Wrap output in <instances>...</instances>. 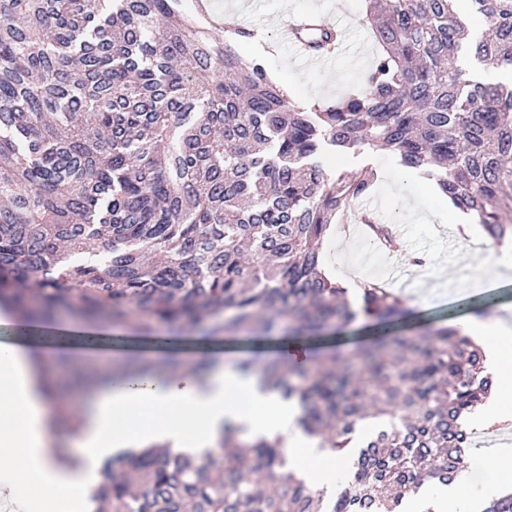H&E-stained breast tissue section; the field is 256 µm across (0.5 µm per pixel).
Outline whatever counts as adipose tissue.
Returning <instances> with one entry per match:
<instances>
[{"label": "adipose tissue", "instance_id": "obj_1", "mask_svg": "<svg viewBox=\"0 0 512 512\" xmlns=\"http://www.w3.org/2000/svg\"><path fill=\"white\" fill-rule=\"evenodd\" d=\"M463 335L480 342L489 360L500 367L496 395L473 424L488 427L512 420V321L472 316L460 322ZM106 343L70 327L52 350L32 347L28 338L0 343V394L9 399L0 418V447L16 448L20 461L0 467V512H37L53 501L55 512H68L97 486L102 461L127 448L168 447L172 453L202 456L219 447L225 426L238 428L239 439H280L299 449L290 468L315 489L330 488L345 459L322 448L297 425L298 405L264 388L259 375H240L214 358L205 379L179 371L165 380L126 382L91 392L83 403L80 424L67 438L79 452L80 468L54 459L59 427L50 402L38 385V368L65 353L81 362L106 351Z\"/></svg>", "mask_w": 512, "mask_h": 512}]
</instances>
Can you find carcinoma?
I'll return each mask as SVG.
<instances>
[{"mask_svg":"<svg viewBox=\"0 0 512 512\" xmlns=\"http://www.w3.org/2000/svg\"><path fill=\"white\" fill-rule=\"evenodd\" d=\"M365 0L380 51L361 87L322 105L295 101L227 29L211 39L179 0H0V306L31 327L66 313L148 334L203 338L288 321L320 338L355 322L383 332L405 299L376 281L355 300L325 274L331 225L374 175L333 173L331 153L394 152L504 240L512 214V86L464 77L466 55L512 66V0ZM315 51L339 38L314 25ZM382 248L399 242L370 219ZM35 279L36 287H28ZM164 369L130 359L77 380L98 386ZM267 387L301 407L298 424L353 468L335 496L287 468L283 444L224 432L198 462L145 448L105 463L96 512H401L468 467L460 419L491 391L481 349L453 324L379 336L350 356L270 360ZM60 423L81 404L59 390Z\"/></svg>","mask_w":512,"mask_h":512,"instance_id":"obj_1","label":"carcinoma"}]
</instances>
